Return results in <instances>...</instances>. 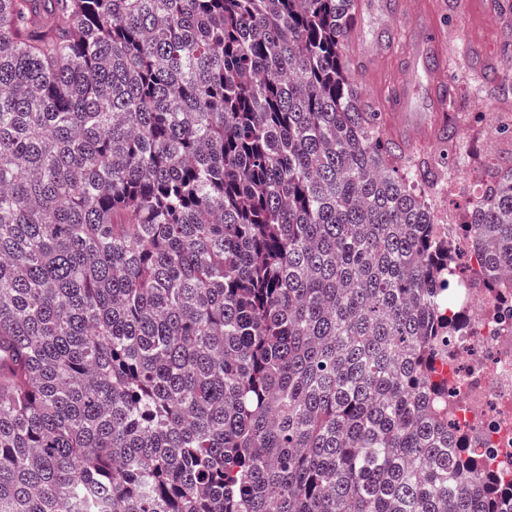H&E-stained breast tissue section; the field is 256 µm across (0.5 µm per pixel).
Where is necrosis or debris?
<instances>
[{"instance_id": "necrosis-or-debris-1", "label": "necrosis or debris", "mask_w": 512, "mask_h": 512, "mask_svg": "<svg viewBox=\"0 0 512 512\" xmlns=\"http://www.w3.org/2000/svg\"><path fill=\"white\" fill-rule=\"evenodd\" d=\"M463 298L469 310V329L453 337L454 390L461 400L459 421L471 411L483 415L476 446L493 451L501 460L512 459V409L500 411L501 402L512 405V316L486 313L489 303L478 289L467 288Z\"/></svg>"}]
</instances>
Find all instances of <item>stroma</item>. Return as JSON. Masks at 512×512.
I'll list each match as a JSON object with an SVG mask.
<instances>
[{
  "label": "stroma",
  "instance_id": "obj_1",
  "mask_svg": "<svg viewBox=\"0 0 512 512\" xmlns=\"http://www.w3.org/2000/svg\"><path fill=\"white\" fill-rule=\"evenodd\" d=\"M355 47L344 53L356 75L361 96L382 105L380 130L384 138L403 140L399 122L423 124L427 130L418 151L440 148L439 130L447 110L435 104L436 94L457 89L462 97L455 112L458 154L455 196L436 200L439 214L461 223L466 192L477 181V164L469 148L482 138L495 156L512 151V139L496 133L502 117H512V94H495L484 75L512 81V0H359ZM434 26L442 35L436 66L424 65L415 53L422 27Z\"/></svg>",
  "mask_w": 512,
  "mask_h": 512
}]
</instances>
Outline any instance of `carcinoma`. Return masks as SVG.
Segmentation results:
<instances>
[{"instance_id": "carcinoma-1", "label": "carcinoma", "mask_w": 512, "mask_h": 512, "mask_svg": "<svg viewBox=\"0 0 512 512\" xmlns=\"http://www.w3.org/2000/svg\"><path fill=\"white\" fill-rule=\"evenodd\" d=\"M352 0H0V512H512L449 340L512 312V155L448 233Z\"/></svg>"}]
</instances>
